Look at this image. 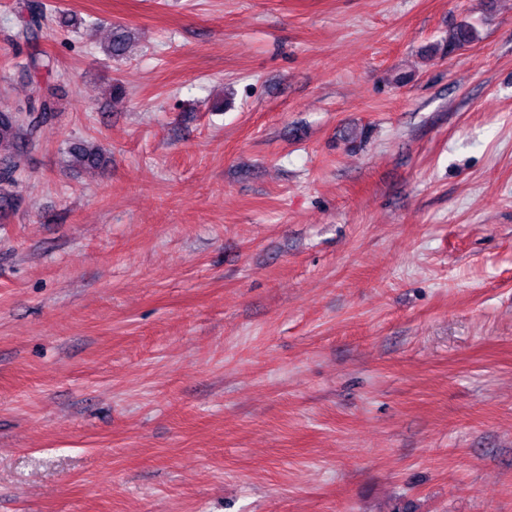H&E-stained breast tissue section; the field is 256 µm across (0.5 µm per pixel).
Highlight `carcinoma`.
<instances>
[{
  "mask_svg": "<svg viewBox=\"0 0 512 512\" xmlns=\"http://www.w3.org/2000/svg\"><path fill=\"white\" fill-rule=\"evenodd\" d=\"M45 19V3L28 0L23 5L16 40L26 44L36 42L43 32ZM477 39V30L473 26L461 24L449 33L443 50L451 54ZM23 68L30 78L26 100L14 108H0V215L18 207L20 158L35 146L40 130L52 123L57 113L58 88L37 79L41 71L50 69V61L32 53ZM68 156L72 164L84 168H98L106 163L100 146L82 140L69 145Z\"/></svg>",
  "mask_w": 512,
  "mask_h": 512,
  "instance_id": "1",
  "label": "carcinoma"
}]
</instances>
